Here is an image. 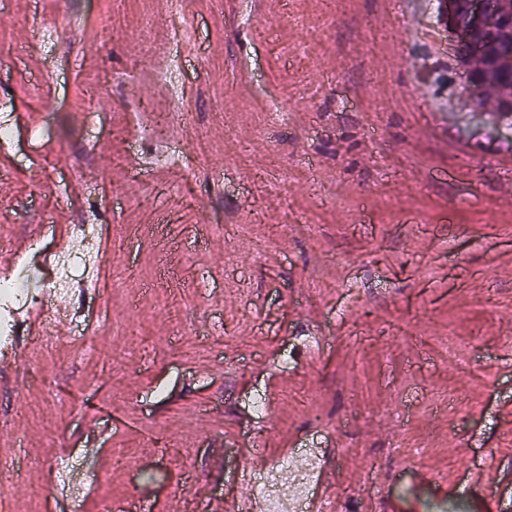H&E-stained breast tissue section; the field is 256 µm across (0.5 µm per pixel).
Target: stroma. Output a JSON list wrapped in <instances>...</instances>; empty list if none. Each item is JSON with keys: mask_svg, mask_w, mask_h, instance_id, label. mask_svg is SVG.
Segmentation results:
<instances>
[{"mask_svg": "<svg viewBox=\"0 0 512 512\" xmlns=\"http://www.w3.org/2000/svg\"><path fill=\"white\" fill-rule=\"evenodd\" d=\"M190 20L180 124L161 0H0V258L86 217L106 238L92 347L36 354L21 325L0 363V512H211L254 492L240 444L315 439L347 452L337 512H378L377 483L404 512H471L473 469L512 484V130L469 122L437 0H192ZM65 452L90 484L69 502ZM184 69V61L181 56L171 53L167 62L156 71V78L166 84L171 92V102L173 103L176 112H186L187 107L184 104L187 96L182 90V83L180 76ZM174 113L176 120L183 116L182 113Z\"/></svg>", "mask_w": 512, "mask_h": 512, "instance_id": "1", "label": "stroma"}]
</instances>
